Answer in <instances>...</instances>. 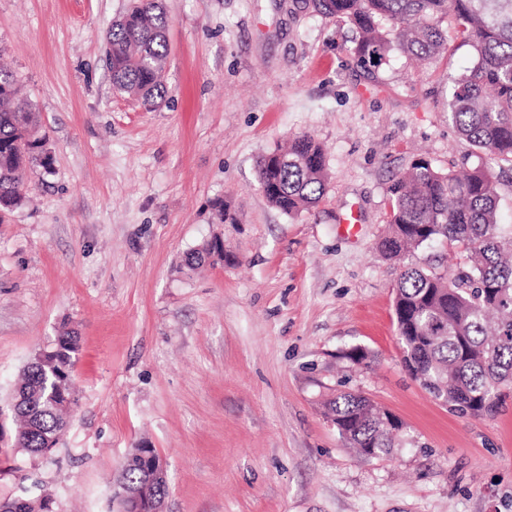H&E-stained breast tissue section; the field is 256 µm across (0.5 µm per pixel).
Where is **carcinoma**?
<instances>
[{"mask_svg": "<svg viewBox=\"0 0 512 512\" xmlns=\"http://www.w3.org/2000/svg\"><path fill=\"white\" fill-rule=\"evenodd\" d=\"M325 17L346 19L356 36L353 54L365 67H379L399 50L428 61L445 46L442 23L455 20V36L473 45L476 62L453 83L448 114L457 133L492 161L512 163V0H311ZM169 19L159 0H133L106 36L112 89L153 105L165 95ZM15 73L0 63V222L23 205L31 166L51 167L53 155L38 135V116L13 107ZM259 187L287 215L314 207L327 189L324 151L308 134L290 139L257 162ZM389 234L384 255L408 259L424 244L446 241L467 254L469 266L452 274L404 265L395 313L402 362L412 378L451 409L491 416L512 392V236L498 230V192L481 163L459 175L420 158L390 189ZM218 224L237 218L222 200L213 204ZM215 236L185 258L193 271L216 256ZM79 352L78 337L63 332L35 351L12 394L20 422L14 447L32 457L45 454L64 434L77 400L69 385ZM329 412L342 438L361 454L378 456L395 446L399 426L368 398L341 393ZM139 459L123 461L118 483L144 485ZM46 498H10L4 512H41Z\"/></svg>", "mask_w": 512, "mask_h": 512, "instance_id": "carcinoma-1", "label": "carcinoma"}]
</instances>
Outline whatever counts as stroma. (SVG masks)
I'll return each mask as SVG.
<instances>
[{"label":"stroma","mask_w":512,"mask_h":512,"mask_svg":"<svg viewBox=\"0 0 512 512\" xmlns=\"http://www.w3.org/2000/svg\"><path fill=\"white\" fill-rule=\"evenodd\" d=\"M166 92L116 95L105 33L128 0H0V57L54 162L0 224V499L115 512L113 482L147 443L168 464L165 512H512V395L491 417L436 400L401 363L403 261L379 243L389 187L419 158L476 165L448 120L471 44L369 72L348 22L304 0H162ZM307 133L325 196L289 216L256 160ZM239 221L216 224L215 200ZM224 239L225 261L186 272ZM73 329L79 407L47 456L14 447V384ZM368 357L351 359L353 349ZM343 391L402 424L364 457L326 414ZM224 241L220 237H213L212 240L203 242L198 248L194 249L185 258V266L189 271H193L210 261L209 258L217 256L219 260L223 259Z\"/></svg>","instance_id":"35a3bbf8"}]
</instances>
